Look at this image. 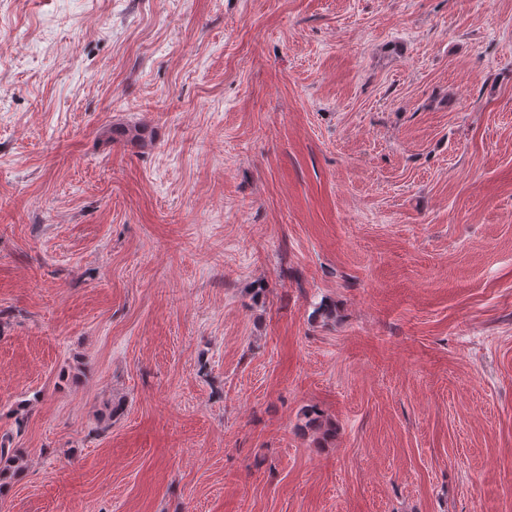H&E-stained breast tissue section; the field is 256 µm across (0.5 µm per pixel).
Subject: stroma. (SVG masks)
I'll use <instances>...</instances> for the list:
<instances>
[{
  "label": "stroma",
  "instance_id": "1",
  "mask_svg": "<svg viewBox=\"0 0 512 512\" xmlns=\"http://www.w3.org/2000/svg\"><path fill=\"white\" fill-rule=\"evenodd\" d=\"M0 512H512V0H0Z\"/></svg>",
  "mask_w": 512,
  "mask_h": 512
}]
</instances>
